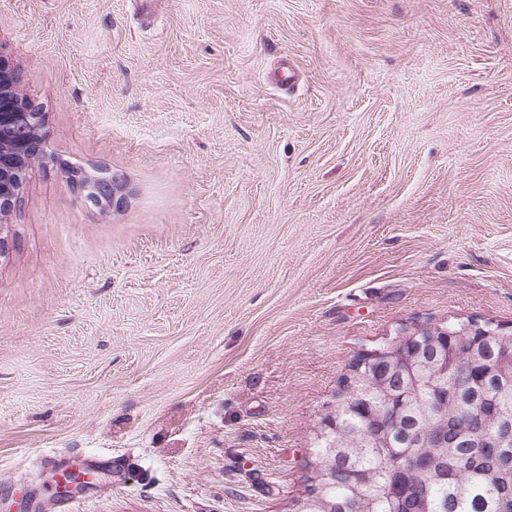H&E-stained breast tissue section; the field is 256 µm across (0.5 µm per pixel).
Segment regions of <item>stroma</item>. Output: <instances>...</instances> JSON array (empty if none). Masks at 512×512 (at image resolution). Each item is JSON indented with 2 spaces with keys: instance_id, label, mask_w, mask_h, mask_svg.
I'll return each mask as SVG.
<instances>
[{
  "instance_id": "35a3bbf8",
  "label": "stroma",
  "mask_w": 512,
  "mask_h": 512,
  "mask_svg": "<svg viewBox=\"0 0 512 512\" xmlns=\"http://www.w3.org/2000/svg\"><path fill=\"white\" fill-rule=\"evenodd\" d=\"M0 52L46 135L0 256V512H62L70 457L74 512H291L358 354L512 331V0H0ZM69 182L91 205L100 209L118 211L129 198L128 186L119 177L100 176L85 170L75 173L70 169Z\"/></svg>"
}]
</instances>
